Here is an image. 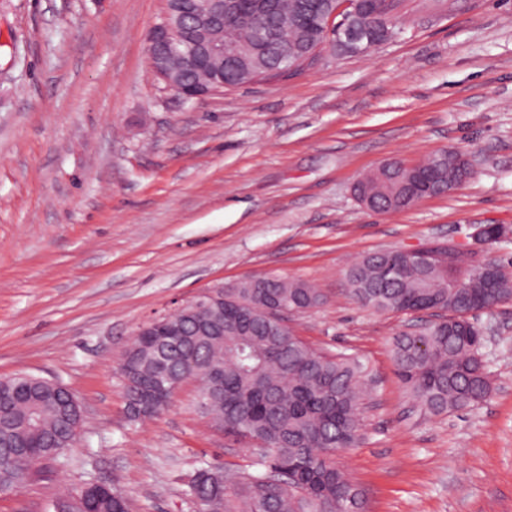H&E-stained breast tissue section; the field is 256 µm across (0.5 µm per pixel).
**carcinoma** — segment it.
Masks as SVG:
<instances>
[{"label":"carcinoma","mask_w":512,"mask_h":512,"mask_svg":"<svg viewBox=\"0 0 512 512\" xmlns=\"http://www.w3.org/2000/svg\"><path fill=\"white\" fill-rule=\"evenodd\" d=\"M224 2V33L238 43L244 65L273 78L283 52L300 55L318 45L314 30L338 6V0H250L245 19L236 17L237 0ZM370 33L379 15L360 11L347 17ZM463 156L442 151L414 166L394 162L386 178L371 174L361 191L380 213L411 207L416 173L437 169L433 195L459 185ZM457 253L447 247L428 254L425 268L405 265L399 250L363 256L346 270L350 296L384 312L413 314L427 303L443 311L444 322L393 337L391 353L397 374L416 404L439 416L484 402L492 382L481 349L484 338L470 315L512 302V272L499 261L496 287L481 274L464 285L454 277ZM322 304L309 284L278 276L251 277L224 290V336L214 342L195 333L158 353L135 339L124 360L134 364L142 383L171 377L195 379L208 388L212 367L224 370V390L213 393L211 413L224 421V434L246 442L258 440L254 473L231 474L201 467L189 483L200 512H344L362 503V490L336 467L341 448L357 446L363 436L360 409L368 391L369 371L360 360L317 351L288 327L280 310L306 312ZM13 418L0 423V485L11 487L21 463L34 467L61 457L50 445L59 429L56 413L41 404L39 389L17 406ZM53 501L67 512H118L126 499L114 489L89 488L74 499L64 490Z\"/></svg>","instance_id":"carcinoma-1"}]
</instances>
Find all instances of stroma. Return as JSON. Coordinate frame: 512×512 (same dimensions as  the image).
<instances>
[{
  "label": "stroma",
  "instance_id": "stroma-1",
  "mask_svg": "<svg viewBox=\"0 0 512 512\" xmlns=\"http://www.w3.org/2000/svg\"><path fill=\"white\" fill-rule=\"evenodd\" d=\"M165 7L0 0V378L58 382L84 408L67 464L0 494V512L89 481L130 512H198V468L252 470V447L200 412L195 381L130 420L118 364L155 318L268 275L321 294L288 316L301 340L370 371L364 439L336 454L367 512H512V303L473 317L492 394L433 416L390 354L411 316L361 305L345 280L364 255L433 242L474 264L512 258V237L470 236L512 226V0H403V34L367 54L191 103L151 71ZM444 149L473 166L448 194L389 214L354 199L383 162Z\"/></svg>",
  "mask_w": 512,
  "mask_h": 512
}]
</instances>
